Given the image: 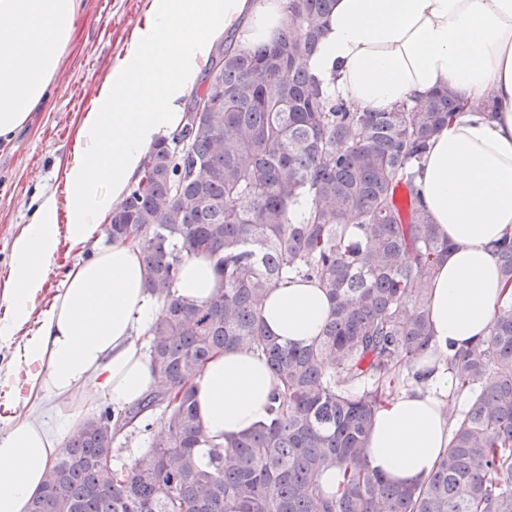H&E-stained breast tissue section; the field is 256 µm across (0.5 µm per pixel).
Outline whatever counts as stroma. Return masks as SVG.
Returning a JSON list of instances; mask_svg holds the SVG:
<instances>
[{"instance_id": "obj_1", "label": "stroma", "mask_w": 512, "mask_h": 512, "mask_svg": "<svg viewBox=\"0 0 512 512\" xmlns=\"http://www.w3.org/2000/svg\"><path fill=\"white\" fill-rule=\"evenodd\" d=\"M146 0H80L73 41L49 91L46 104L31 112L27 126L10 141H0V315L9 275L10 244L31 223L40 196L65 198V164L76 148L84 112L96 103L98 85L112 73L127 39L145 10ZM90 248L62 246L57 267L48 274L36 309L23 329L0 340V432L12 419L39 416L57 423L61 401L45 402L30 392L36 365L22 347L38 334L42 313L59 292L68 269L85 261Z\"/></svg>"}]
</instances>
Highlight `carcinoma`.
Here are the masks:
<instances>
[{
    "instance_id": "obj_1",
    "label": "carcinoma",
    "mask_w": 512,
    "mask_h": 512,
    "mask_svg": "<svg viewBox=\"0 0 512 512\" xmlns=\"http://www.w3.org/2000/svg\"><path fill=\"white\" fill-rule=\"evenodd\" d=\"M332 4L286 0L290 25L271 43L224 46L190 104L216 107L145 156L107 217L163 303L148 331L156 386L84 420L28 512H512V237L491 244L505 299L488 336L448 359L469 395L464 410L451 395L443 406L448 452L412 485L369 467L376 412L420 378L430 350L427 285L452 244L422 208L415 168L460 104L450 89L390 112L325 96L304 61ZM302 198L308 214L294 221ZM200 254L224 288L196 304L173 284ZM288 276L330 303L307 345L279 342L260 316L266 289ZM226 349L264 358L277 386L269 421L213 445L203 468L192 380ZM157 411L166 431L148 456L114 464L117 436ZM329 468L341 474L333 494L320 484Z\"/></svg>"
}]
</instances>
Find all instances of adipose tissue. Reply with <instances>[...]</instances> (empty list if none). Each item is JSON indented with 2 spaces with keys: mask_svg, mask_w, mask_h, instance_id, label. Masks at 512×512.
Instances as JSON below:
<instances>
[{
  "mask_svg": "<svg viewBox=\"0 0 512 512\" xmlns=\"http://www.w3.org/2000/svg\"><path fill=\"white\" fill-rule=\"evenodd\" d=\"M79 0H0V139H11L48 90L74 34ZM285 0H148L125 53L84 113L65 167V200L41 199L13 239L0 338L29 319L62 245L92 247L104 218L124 198L145 155L184 127V98L215 43L241 48L272 41L287 27ZM325 95L369 112H389L452 89L467 107L430 141L418 167L423 205L452 248L430 283L428 318L436 356L415 369L421 381L375 415L371 469L398 484L425 480L450 444L443 400L455 380L444 356L487 336L502 293L492 242L512 233V0H334L316 52L306 63ZM493 105L488 116L469 102ZM69 270L24 347L37 370L35 393L85 407L95 396L121 409L140 401L156 378L142 336L161 313L146 288L138 248L92 247ZM222 279L212 259H185L175 284L202 303ZM329 302L316 283L281 280L260 315L279 341L318 336ZM276 387L263 358L227 350L193 383L208 446L267 420ZM57 437L45 421L21 418L0 432V512H27Z\"/></svg>",
  "mask_w": 512,
  "mask_h": 512,
  "instance_id": "1",
  "label": "adipose tissue"
}]
</instances>
